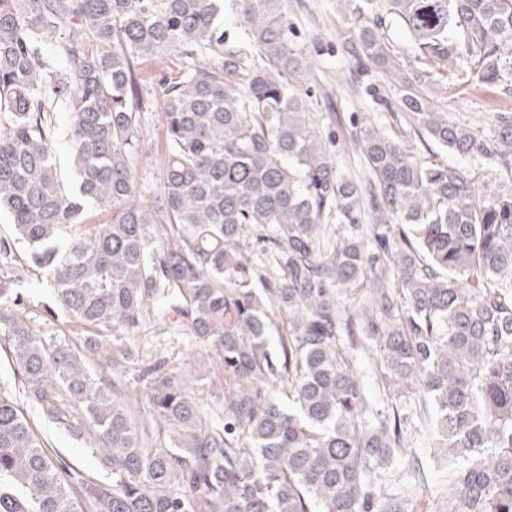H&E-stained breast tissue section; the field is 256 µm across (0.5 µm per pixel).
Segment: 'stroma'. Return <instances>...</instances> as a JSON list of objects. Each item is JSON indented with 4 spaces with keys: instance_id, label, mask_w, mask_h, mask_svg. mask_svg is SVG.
<instances>
[{
    "instance_id": "1",
    "label": "stroma",
    "mask_w": 512,
    "mask_h": 512,
    "mask_svg": "<svg viewBox=\"0 0 512 512\" xmlns=\"http://www.w3.org/2000/svg\"><path fill=\"white\" fill-rule=\"evenodd\" d=\"M286 6L298 42L314 64L306 79L310 115L337 172L364 176L363 159L352 138L360 128L369 125L391 134L404 132L409 149L427 152V145L411 129L405 112H391L387 107L374 105L367 95V88L373 87L388 104L397 101L393 83L371 63L360 62L356 51L341 40L339 33L344 21L338 0H287ZM426 79L436 92L440 107L460 124L488 132L493 128L495 112L512 110V98L501 96L494 88L471 86L447 68H434ZM143 95L147 105L141 118L143 142L136 160V180L141 200L151 203L160 192L164 113L155 89L144 88ZM21 294L34 326L52 328L72 346L82 347L84 332L80 325L62 314L52 320L45 319L44 308L50 302L52 290L39 272L28 273ZM129 343L137 349L138 360L126 364L122 371L121 395L132 410H142L146 405V382L140 375L141 368L161 361L169 369L200 373L202 379L193 392L197 408L208 423H223L224 374L214 348L199 342L187 328L169 324L159 310L151 313ZM38 427L66 460L90 477L109 480V471L82 444L50 423L42 421ZM413 456L418 458L424 478L420 481L411 478L405 484L402 498L405 512H448L443 494L448 485V471L437 466L431 448L414 444L406 455L395 457L392 470L405 471Z\"/></svg>"
}]
</instances>
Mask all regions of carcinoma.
Returning a JSON list of instances; mask_svg holds the SVG:
<instances>
[{"instance_id":"cac0c4a2","label":"carcinoma","mask_w":512,"mask_h":512,"mask_svg":"<svg viewBox=\"0 0 512 512\" xmlns=\"http://www.w3.org/2000/svg\"><path fill=\"white\" fill-rule=\"evenodd\" d=\"M284 2L0 0V353L14 373L0 387V512H405L398 493L377 505V479L431 406L448 512H512V192L478 194L458 163L512 173V113L489 133L448 120L382 34L394 23L416 63L511 96L512 0H340L343 40L397 81L423 141L457 158L366 126L353 138L365 184L337 173L309 120ZM171 53L180 79L137 73ZM145 84L164 104L157 207L135 201ZM89 207L109 220L84 223ZM333 219L344 230L326 239ZM252 225L271 230L259 267L240 248ZM269 265L278 282L260 291ZM378 267V313L351 309L342 291ZM31 269L52 289L45 317L80 324L84 349L20 313ZM156 308L219 351L223 425L202 426L173 370H144L152 440L118 398L115 369L135 357L120 335ZM372 348L375 395L359 361ZM27 407L112 480L58 455ZM57 124H58V158L60 164V171L62 178L70 183L73 180V170L70 165L69 151L66 142L68 133V119L67 112L57 113Z\"/></svg>"}]
</instances>
